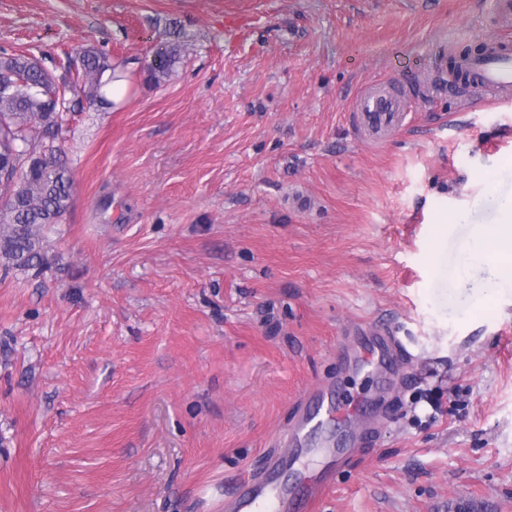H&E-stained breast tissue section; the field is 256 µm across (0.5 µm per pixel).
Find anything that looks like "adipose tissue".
I'll use <instances>...</instances> for the list:
<instances>
[{"label": "adipose tissue", "mask_w": 512, "mask_h": 512, "mask_svg": "<svg viewBox=\"0 0 512 512\" xmlns=\"http://www.w3.org/2000/svg\"><path fill=\"white\" fill-rule=\"evenodd\" d=\"M496 179L502 183L506 192L502 197L501 209L506 218L505 223L492 224L478 232L468 246L460 251L454 259L437 258L436 269L440 281L452 286L463 280L482 253L488 238H497L503 245L512 246V168L497 171Z\"/></svg>", "instance_id": "1"}]
</instances>
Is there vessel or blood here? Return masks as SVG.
<instances>
[{"label":"vessel or blood","mask_w":512,"mask_h":512,"mask_svg":"<svg viewBox=\"0 0 512 512\" xmlns=\"http://www.w3.org/2000/svg\"><path fill=\"white\" fill-rule=\"evenodd\" d=\"M476 85L492 92L499 101L512 100V47L500 42L488 43L485 50L465 62ZM410 113L407 97L395 86L376 83L362 91L354 108V122L359 132L380 141L402 128ZM401 343L393 333L381 331L371 337L366 350L350 355L349 360L364 367L376 363L394 367L395 355ZM306 399L308 408L300 410L289 424L282 440L291 453L292 461H299L303 440L317 434L324 423L346 420L360 413L361 405L352 401L334 399L329 387L310 390ZM281 455L269 457L261 476L242 478L230 499V512H314L330 482L329 473L307 475L297 499L288 496V484L282 481Z\"/></svg>","instance_id":"obj_1"}]
</instances>
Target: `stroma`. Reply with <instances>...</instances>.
<instances>
[{
    "label": "stroma",
    "mask_w": 512,
    "mask_h": 512,
    "mask_svg": "<svg viewBox=\"0 0 512 512\" xmlns=\"http://www.w3.org/2000/svg\"><path fill=\"white\" fill-rule=\"evenodd\" d=\"M490 39L495 0H0V52L127 82L64 117L44 265L0 269V512H225L326 382L394 415L318 512H512V295L475 286L505 253L435 266L500 218L512 104L442 69ZM390 77L376 143L351 113ZM382 325L403 382L343 359ZM180 60L178 45H172L165 51L157 52L153 63L149 66V77L154 82L167 78L172 73L174 65ZM80 68L77 70V82L72 91L79 89L86 98L106 101L104 87L109 85L112 91V103L122 101L126 92V82L124 78L112 80V73L107 80H103L104 74L109 67L101 63L99 56L92 49L82 48L79 52ZM409 113L404 93L391 84L375 83L358 96L353 117L359 132L381 141L402 128Z\"/></svg>",
    "instance_id": "1"
}]
</instances>
